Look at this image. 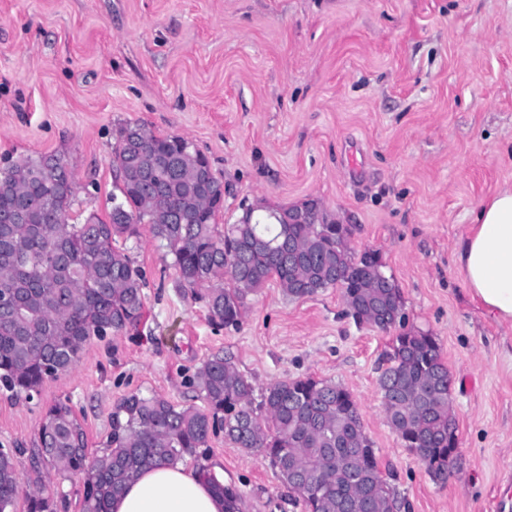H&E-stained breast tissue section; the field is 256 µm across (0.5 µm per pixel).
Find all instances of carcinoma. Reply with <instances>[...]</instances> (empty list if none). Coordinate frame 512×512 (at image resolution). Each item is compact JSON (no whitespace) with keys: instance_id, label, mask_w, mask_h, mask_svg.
Returning a JSON list of instances; mask_svg holds the SVG:
<instances>
[{"instance_id":"carcinoma-1","label":"carcinoma","mask_w":512,"mask_h":512,"mask_svg":"<svg viewBox=\"0 0 512 512\" xmlns=\"http://www.w3.org/2000/svg\"><path fill=\"white\" fill-rule=\"evenodd\" d=\"M112 166L108 220L91 214L72 223L75 184L64 157L3 158L0 295L12 296L13 307L0 308V389L31 399L46 380L70 373L92 340L141 324L146 276L115 242L138 236L146 224L170 248L176 287L204 301L220 327L238 326L246 294L274 278L291 297L339 287L356 323L401 328L378 377L385 418L431 477L447 476L458 448L450 372L434 336L405 328L399 288L390 277L377 282L376 252H351L348 227L328 222L313 203L264 217L248 208L238 223L219 229L224 182L183 136L127 123L118 130ZM189 385L205 408L138 393L120 399L105 447L94 456L72 406L57 401L39 428L31 467L61 479L82 476L81 512H109L112 498L145 467L190 457L227 512H237L239 495L201 463L222 424L226 440L269 459L307 512L400 509L345 387L296 377L267 386L256 404L251 381L221 355L203 362ZM24 453L0 448V512H14L22 493L27 512H57L47 485L23 490L17 456Z\"/></svg>"}]
</instances>
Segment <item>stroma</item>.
<instances>
[{
	"label": "stroma",
	"mask_w": 512,
	"mask_h": 512,
	"mask_svg": "<svg viewBox=\"0 0 512 512\" xmlns=\"http://www.w3.org/2000/svg\"><path fill=\"white\" fill-rule=\"evenodd\" d=\"M128 123L193 141L224 182L219 224L313 202L349 226L352 251H377L452 375L456 462L433 480L388 425L377 380L392 336L346 316L341 289L296 299L272 279L238 327H218L145 226L130 256L146 323L92 341L33 399L0 393V448H35L66 399L97 452L125 395L200 406L187 380L220 354L258 393L303 375L348 389L409 512H512V328L454 264L474 212L512 184V0H0V158L63 155L72 218H103ZM205 463L242 512H305L223 434Z\"/></svg>",
	"instance_id": "35a3bbf8"
}]
</instances>
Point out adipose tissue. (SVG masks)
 I'll return each mask as SVG.
<instances>
[{
  "label": "adipose tissue",
  "instance_id": "1",
  "mask_svg": "<svg viewBox=\"0 0 512 512\" xmlns=\"http://www.w3.org/2000/svg\"><path fill=\"white\" fill-rule=\"evenodd\" d=\"M455 265L472 299L512 328V185L475 212L455 249ZM109 512H224V500L195 472L155 464L112 499Z\"/></svg>",
  "mask_w": 512,
  "mask_h": 512
}]
</instances>
